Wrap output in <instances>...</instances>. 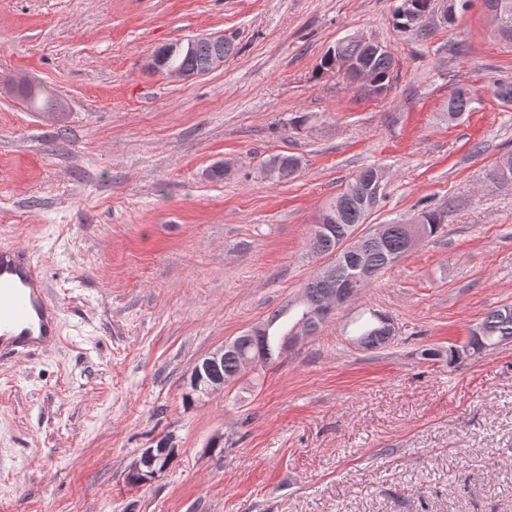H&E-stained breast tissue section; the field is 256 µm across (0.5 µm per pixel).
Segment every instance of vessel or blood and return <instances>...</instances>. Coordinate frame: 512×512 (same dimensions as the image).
Listing matches in <instances>:
<instances>
[{"label":"vessel or blood","instance_id":"b4317fda","mask_svg":"<svg viewBox=\"0 0 512 512\" xmlns=\"http://www.w3.org/2000/svg\"><path fill=\"white\" fill-rule=\"evenodd\" d=\"M60 340L57 308L43 286L41 263L19 246L0 247V357Z\"/></svg>","mask_w":512,"mask_h":512}]
</instances>
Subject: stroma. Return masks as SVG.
<instances>
[{
	"mask_svg": "<svg viewBox=\"0 0 512 512\" xmlns=\"http://www.w3.org/2000/svg\"><path fill=\"white\" fill-rule=\"evenodd\" d=\"M397 4L0 0V245L44 264L61 336L0 360V512H512V343L424 355L512 305V186L481 180L512 154L493 94L512 45L484 0L423 36L393 26ZM206 33L234 45L223 67L151 72L158 48ZM357 33L397 63L385 96L316 73ZM18 76L60 109L29 111ZM463 84L477 100L452 122ZM280 154L299 168L275 182ZM370 164L389 177L369 224L440 210L447 227L262 376L185 400L202 358L298 296L322 262L312 224ZM368 310L393 343H352ZM166 438L173 463L130 485ZM298 160L291 155H277L265 167L266 176L273 181L288 180L298 169ZM170 444L164 443L159 446V448H147L144 450V452L141 454L139 459H137L132 467L131 470L139 471L140 473H146L148 474V480L144 483H147L148 481L155 478L159 472L156 468V463L159 460V458L166 453V451L169 449ZM152 478V479H149Z\"/></svg>",
	"mask_w": 512,
	"mask_h": 512,
	"instance_id": "35a3bbf8",
	"label": "stroma"
}]
</instances>
